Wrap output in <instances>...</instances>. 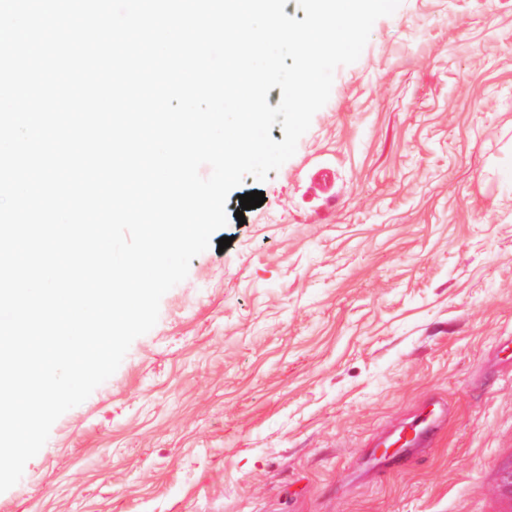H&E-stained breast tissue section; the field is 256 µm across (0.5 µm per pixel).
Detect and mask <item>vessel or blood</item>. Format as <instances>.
<instances>
[{"label":"vessel or blood","instance_id":"obj_1","mask_svg":"<svg viewBox=\"0 0 512 512\" xmlns=\"http://www.w3.org/2000/svg\"><path fill=\"white\" fill-rule=\"evenodd\" d=\"M451 416L447 400L430 398L414 414L412 420L395 431L384 432L376 441L381 454H370V468L391 472L406 469L417 457L436 447Z\"/></svg>","mask_w":512,"mask_h":512}]
</instances>
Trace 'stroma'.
<instances>
[{
  "mask_svg": "<svg viewBox=\"0 0 512 512\" xmlns=\"http://www.w3.org/2000/svg\"><path fill=\"white\" fill-rule=\"evenodd\" d=\"M509 166L512 0H401L0 512H512ZM431 397L437 447L366 471Z\"/></svg>",
  "mask_w": 512,
  "mask_h": 512,
  "instance_id": "35a3bbf8",
  "label": "stroma"
}]
</instances>
